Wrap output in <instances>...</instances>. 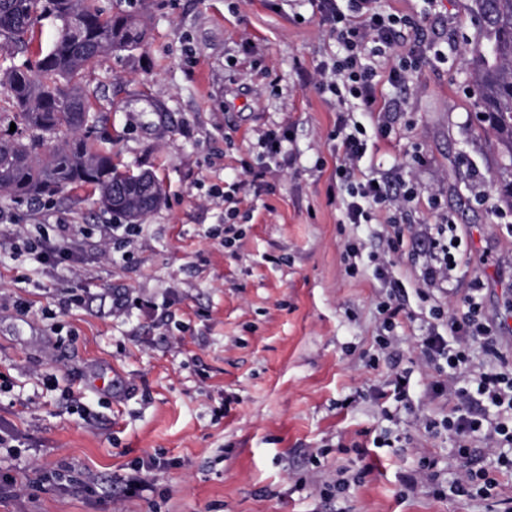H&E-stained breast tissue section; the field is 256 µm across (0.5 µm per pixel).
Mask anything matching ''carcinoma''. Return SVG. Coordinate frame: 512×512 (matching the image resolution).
Wrapping results in <instances>:
<instances>
[{"instance_id":"carcinoma-1","label":"carcinoma","mask_w":512,"mask_h":512,"mask_svg":"<svg viewBox=\"0 0 512 512\" xmlns=\"http://www.w3.org/2000/svg\"><path fill=\"white\" fill-rule=\"evenodd\" d=\"M472 13L479 30L469 59L476 108L509 159L499 199L512 206V0H473ZM42 17L58 23L51 48L0 71V120L16 125L15 137L0 138V197L32 200L91 186L106 208L117 206L135 224L162 204V190L152 174L141 173V185L113 165L112 149L97 136L100 116L86 74L101 57L139 48L140 20L107 13L99 0H0V48L32 42Z\"/></svg>"}]
</instances>
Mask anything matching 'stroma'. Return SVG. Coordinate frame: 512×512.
I'll return each mask as SVG.
<instances>
[{"mask_svg":"<svg viewBox=\"0 0 512 512\" xmlns=\"http://www.w3.org/2000/svg\"><path fill=\"white\" fill-rule=\"evenodd\" d=\"M472 5L379 0L420 24L427 58L405 87L389 73L412 41L373 60L377 94L396 106L388 137L354 115L367 142L356 178L395 174L421 193L387 255L404 286L392 364L377 359L370 258L384 219L348 223L329 138L338 106L301 82L340 51L317 0L133 5L143 44L99 60L88 83L113 162L152 172L164 201L131 251L103 252L80 233L112 221L97 192L45 210L0 199V430L19 440L0 455V512H486L404 485L421 457L447 470L456 446L423 425L451 408L419 359L430 307L457 308L480 280L487 317L512 322V208L474 107ZM270 130L285 136L274 159L259 147ZM218 187L234 192V217ZM445 217L461 238L456 278L424 301L428 227ZM19 224L72 225L76 262L35 269L11 246ZM395 368L411 373L406 409L384 396ZM144 467L153 491L127 495Z\"/></svg>","mask_w":512,"mask_h":512,"instance_id":"obj_1","label":"stroma"}]
</instances>
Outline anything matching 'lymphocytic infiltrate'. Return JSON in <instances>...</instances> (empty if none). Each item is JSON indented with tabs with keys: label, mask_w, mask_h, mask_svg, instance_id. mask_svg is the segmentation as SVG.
<instances>
[{
	"label": "lymphocytic infiltrate",
	"mask_w": 512,
	"mask_h": 512,
	"mask_svg": "<svg viewBox=\"0 0 512 512\" xmlns=\"http://www.w3.org/2000/svg\"><path fill=\"white\" fill-rule=\"evenodd\" d=\"M323 25L342 47L340 55L321 62L315 74L305 76V83L319 92L331 94L340 106L336 127L330 138L336 143L340 164L336 175L346 192L343 199L346 218L352 224H368L376 211L389 212L388 241L402 243L404 230L396 214L419 195L417 188L406 186L399 177L356 182L352 176L361 159L365 143L362 128L351 118L346 104L357 101L362 111L380 115L378 128L387 132V107L378 103L375 70L365 63V56L381 57L391 52L403 39L405 30L420 34V27L406 16L384 14L376 10L375 0H348L340 7L338 0H318ZM19 235L38 262L52 267L72 260L69 247L70 228L59 225L56 236L32 234L20 227ZM460 238L453 224L437 227V236L421 271V298L455 276L454 255ZM481 346L484 362H475L474 346ZM420 358L440 376L433 386L435 394L448 396L455 402L445 419H424L426 430L443 429L457 439L454 458L457 476L445 480L433 459L422 457L416 474L409 476L407 486L417 489L430 486L434 496L455 501L464 497L489 503L492 512H512V498L499 497L494 471L477 466L475 443L500 449L499 467L512 471V349L500 344V331L486 316L477 292L465 298L462 310L447 312L431 309L430 321L420 338Z\"/></svg>",
	"instance_id": "obj_1"
}]
</instances>
